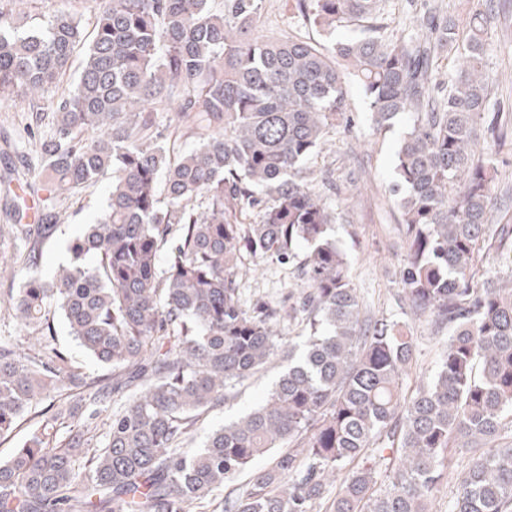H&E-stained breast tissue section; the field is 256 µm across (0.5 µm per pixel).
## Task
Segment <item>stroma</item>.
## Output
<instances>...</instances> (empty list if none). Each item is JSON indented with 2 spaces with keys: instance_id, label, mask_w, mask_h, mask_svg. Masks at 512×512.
Segmentation results:
<instances>
[{
  "instance_id": "stroma-1",
  "label": "stroma",
  "mask_w": 512,
  "mask_h": 512,
  "mask_svg": "<svg viewBox=\"0 0 512 512\" xmlns=\"http://www.w3.org/2000/svg\"><path fill=\"white\" fill-rule=\"evenodd\" d=\"M0 12L41 23L64 13L89 33L97 23L98 5L96 0H0ZM256 32L263 37L289 32L314 41L321 38L316 30L294 24L286 0H265ZM82 58V53L74 54L70 68L45 91L43 99L16 97L0 103V296L17 290L25 278L24 272L11 268L17 244L15 213L42 189L43 145L54 126V114L43 102L60 101L72 90ZM485 63L492 102L512 113V5L499 10ZM348 103L351 127L331 132L318 157L306 164L305 178L335 212L333 237L346 255L351 286L363 308L410 327L416 351L402 386L408 396L434 376L449 336L448 330H436L431 323L408 320L399 306L407 240L398 201L389 188L395 179L396 152L410 118L404 115L392 127L376 129L364 95L353 81L348 84ZM108 191L109 183L103 180L58 199L65 220L44 246L43 278H51L67 261L68 245L102 209ZM296 277L294 264L266 259L255 274L243 279L241 302L250 309L262 302L279 301L287 296ZM280 370V361H273L231 389L223 407L210 412L195 432L193 447L202 446L213 428L263 404Z\"/></svg>"
}]
</instances>
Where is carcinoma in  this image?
Segmentation results:
<instances>
[{"label":"carcinoma","mask_w":512,"mask_h":512,"mask_svg":"<svg viewBox=\"0 0 512 512\" xmlns=\"http://www.w3.org/2000/svg\"><path fill=\"white\" fill-rule=\"evenodd\" d=\"M383 2L289 0L291 18L319 31L363 28L330 46L255 36L264 0H224L221 13L210 0H99L90 39L66 15L23 30L0 13V101L47 91L84 49L73 91L53 107L45 190L110 181L53 279L35 270L60 215L47 209L18 228L14 263L30 275L0 306L39 344H0V438L48 405L0 461V512H191L204 502L212 512H319L325 479L341 470L327 512H429L457 454L468 463L448 512H512V443H500L512 425V286L476 278L490 250L512 253V226L488 218L491 150L512 137L480 70L493 14L423 15L397 38ZM448 47L463 65L446 81L434 54ZM348 76L377 128L412 116L390 187L408 242L402 292L417 319L451 335L435 376L408 399L414 337L360 317L330 204L302 176L330 130L351 124ZM175 99L200 144L171 159L150 114ZM82 128L98 136L75 140ZM248 211L259 221L238 222ZM301 243V295L244 309L245 260L285 264ZM57 314L111 368L106 377L88 381L56 347ZM285 317L308 326L299 356L274 330ZM278 357L286 365L266 401L187 452L204 416Z\"/></svg>","instance_id":"obj_1"}]
</instances>
